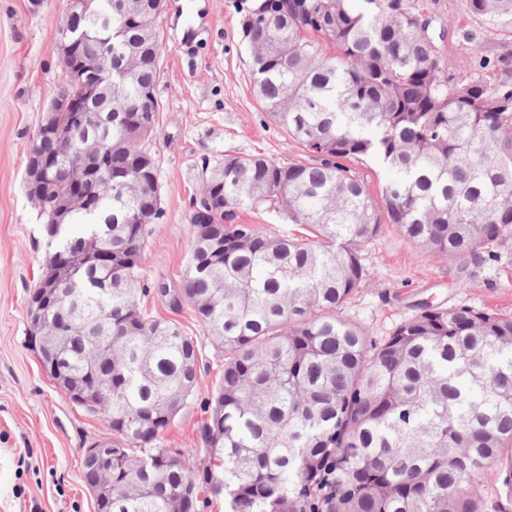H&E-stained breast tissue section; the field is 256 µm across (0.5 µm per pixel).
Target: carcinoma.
Wrapping results in <instances>:
<instances>
[{
  "label": "carcinoma",
  "instance_id": "obj_1",
  "mask_svg": "<svg viewBox=\"0 0 512 512\" xmlns=\"http://www.w3.org/2000/svg\"><path fill=\"white\" fill-rule=\"evenodd\" d=\"M432 0H258L242 31L255 96L311 157L281 163L226 155L206 178V224H191L184 297L224 354L203 403L194 449L162 446L192 396L198 343L140 305L149 225L162 214L152 96L165 50L153 0H96L77 22L83 52L107 49L103 96L112 126L94 137L112 152V182L85 186L93 209L66 216L76 171L39 186L47 235L58 241L39 285L57 282L51 323L67 324L54 382L66 392L94 372L112 390L86 409L112 431V502L101 512H478L458 495L489 467L512 498V319L427 306L377 341L338 315L365 276L361 246L394 225L423 255L465 270L512 240V54L489 57L462 34L479 69L450 73ZM468 14L512 33V0H466ZM36 137L40 154L73 165L86 140ZM373 156L391 173L373 196L348 166ZM275 212L310 236L276 237L236 221ZM112 245V264L97 247Z\"/></svg>",
  "mask_w": 512,
  "mask_h": 512
}]
</instances>
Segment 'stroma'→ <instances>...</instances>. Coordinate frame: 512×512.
Here are the masks:
<instances>
[{"label":"stroma","mask_w":512,"mask_h":512,"mask_svg":"<svg viewBox=\"0 0 512 512\" xmlns=\"http://www.w3.org/2000/svg\"><path fill=\"white\" fill-rule=\"evenodd\" d=\"M253 0H194V33L182 44L176 17L182 0H166L160 17L167 50L160 64L157 159L162 216L151 226L141 262L150 293L142 305L197 340L200 372L192 397L166 431L167 448H193L201 403L218 388L224 358L188 302L174 303L190 260L193 203L225 156L262 153L281 162L307 156L264 112L252 91L251 57L241 9ZM63 0H0V512H95L82 477L91 441L111 437L101 416L70 401L44 372L30 337L28 302L54 244L30 201L25 170L30 146L62 84L52 35ZM445 27L444 54L455 75L468 72L461 31L483 40L489 55L512 54V38L468 15L466 0H436ZM495 257L458 271L441 256H422L394 227L361 248L365 277L339 311L370 336H389L425 305L473 307L512 317V242ZM504 474L485 470L468 484L480 512H512Z\"/></svg>","instance_id":"obj_1"}]
</instances>
